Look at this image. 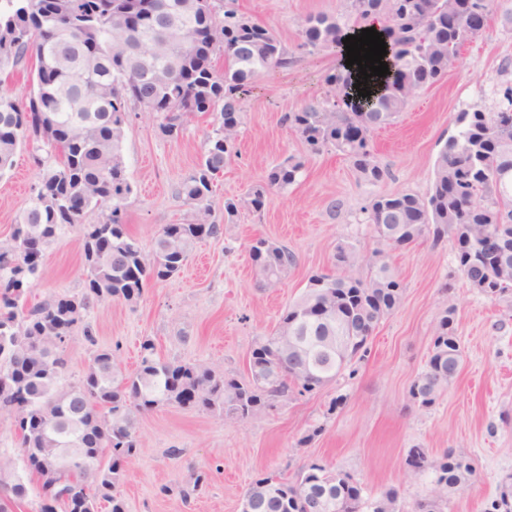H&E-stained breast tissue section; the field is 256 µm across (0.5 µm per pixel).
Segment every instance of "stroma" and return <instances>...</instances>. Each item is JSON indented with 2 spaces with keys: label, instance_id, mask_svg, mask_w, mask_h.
Instances as JSON below:
<instances>
[{
  "label": "stroma",
  "instance_id": "1",
  "mask_svg": "<svg viewBox=\"0 0 512 512\" xmlns=\"http://www.w3.org/2000/svg\"><path fill=\"white\" fill-rule=\"evenodd\" d=\"M235 6L271 29L292 62L259 75L243 100L236 155L209 197L224 236L197 243L179 275L151 285L136 306L107 300L91 308L84 321L96 341L77 335L68 342V382L81 379L99 346L134 371L147 338L161 358L246 378L255 343L271 335L311 274L333 270L337 244L354 245L366 258L380 249L366 213L371 200L427 193L437 154L455 131L456 112L468 103L492 104L497 70L512 60V35L490 20L443 79L414 98L392 125L374 132L371 145L389 175L372 183L340 152H309L283 122L286 113L327 99L324 78L336 65L334 50L302 48L303 20L346 13L347 0H235ZM211 122L208 115L190 116L172 139L161 134L155 115L130 114L123 156L133 192L125 221L144 253L152 252L162 225L189 218L176 189L197 166ZM289 156L306 162L299 182L272 190L262 211L245 205L249 188ZM39 179L28 153L18 152L12 170L0 178L1 239L9 236ZM230 198L240 202L231 216L224 211ZM100 218L99 211L88 212L84 224L64 228L48 247L33 301L83 291L85 227ZM257 236L296 256L278 287H263L255 275L247 247ZM386 260L403 285L401 303L381 320L367 353L322 391L292 396L244 423L171 406L141 414L140 445L120 485L127 512H240L255 475L269 472L292 481L314 461L353 474L375 495L397 488L402 512H414L430 493L427 478L405 472L406 452L416 445L434 455L451 448L471 459L476 478L451 495L448 512H484L498 481L512 474V295L492 300L471 288L456 272L451 240L437 246L422 241L388 252ZM450 305L463 361L448 390L424 409L410 400L408 389L425 369L434 325ZM334 399L339 405L333 410ZM316 425L322 433L298 447ZM174 448L179 456H171ZM196 470L208 472L207 487L183 501L180 490Z\"/></svg>",
  "mask_w": 512,
  "mask_h": 512
}]
</instances>
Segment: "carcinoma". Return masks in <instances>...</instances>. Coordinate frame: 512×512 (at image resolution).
Wrapping results in <instances>:
<instances>
[{
	"label": "carcinoma",
	"mask_w": 512,
	"mask_h": 512,
	"mask_svg": "<svg viewBox=\"0 0 512 512\" xmlns=\"http://www.w3.org/2000/svg\"><path fill=\"white\" fill-rule=\"evenodd\" d=\"M493 15L512 34V0H348L345 15L307 16L302 46L340 52L343 39L360 34L350 19L361 28L384 20L382 39L396 70L361 104L351 93V69L338 60L325 78L331 99L286 115L288 129L311 152L333 148L365 180H384L388 171L370 147L371 134L393 124L422 89L447 74ZM221 57L222 73L215 65ZM31 59L26 96L0 90V178L27 146L41 171L11 239L0 242V415L15 418L24 462L19 471L0 456V512H14L33 481L40 488L37 512H127L120 481L137 452L139 415L173 406L244 422L294 391L318 392L367 353L369 329L398 307L402 288L383 252L365 278L360 254L341 244L338 272L310 275L275 332L252 348L249 380L162 359L146 339L135 371H124L112 350L98 349L79 383L66 385L64 344L79 326L96 344L83 324L91 306L112 299L136 305L150 282L181 271L197 242L224 236L208 201L214 177L234 156L243 96L258 73L286 68L291 58L272 31L224 0H0V74ZM494 94L491 111L473 103L457 112L456 132L440 150L426 196L380 195L366 208L389 248L420 240L436 246L453 234L458 271L492 299L512 293L511 60L498 68ZM131 107L160 118L167 137L179 136L192 114H214L201 161L178 186L192 219L163 225L150 258L124 221L133 192L122 155ZM304 167L300 158H285L250 188L247 203L261 210L269 191L288 189ZM92 209L101 211V220L88 225L83 240L84 291L30 302L46 248ZM248 253L268 287L295 263L287 247L262 236ZM313 298L314 315L296 320L298 302ZM455 314L449 306L439 315L426 369L409 388L422 408L433 406L459 373ZM340 328L355 329L354 339L331 355L321 340ZM62 448L79 449L80 463H59ZM405 463L409 476H425L432 485L416 512H447L449 495L476 474L472 461L451 449L432 457L415 446ZM327 470L313 463L299 482L274 474L255 478L246 490L256 495L252 512H308L321 495L327 512H374L372 495L352 475L339 471L331 484ZM486 512H512L511 474Z\"/></svg>",
	"instance_id": "1"
}]
</instances>
